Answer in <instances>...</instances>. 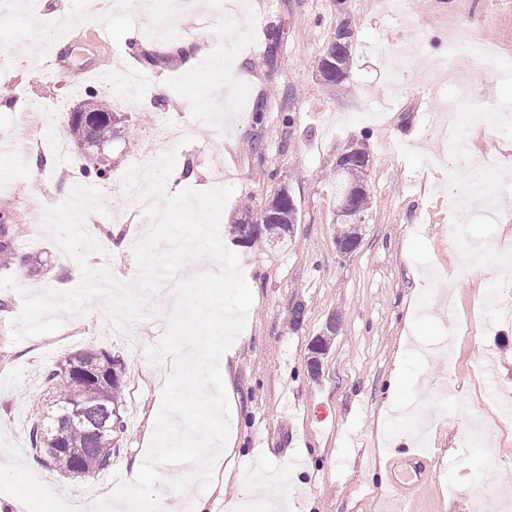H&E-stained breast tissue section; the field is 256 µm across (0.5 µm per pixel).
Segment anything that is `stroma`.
Masks as SVG:
<instances>
[{"label":"stroma","instance_id":"35a3bbf8","mask_svg":"<svg viewBox=\"0 0 512 512\" xmlns=\"http://www.w3.org/2000/svg\"><path fill=\"white\" fill-rule=\"evenodd\" d=\"M255 17L226 20L220 0H189L179 26L166 39L162 64L145 66L143 53L157 45L155 12L94 0H27L25 8L0 10V32L14 36L0 68V208L29 197L16 210L19 258L15 287L0 288V504L9 512H71L80 501L94 512L109 493L98 479L73 480L48 463L30 471L28 433L34 405L51 404L43 376L67 355L84 348L118 356L139 382L124 381L123 406L138 408L128 424L112 471L126 476L144 458L161 406L157 370L174 361L150 358L171 315L163 297L142 309L137 352L112 333L104 301L87 313L65 315L53 334L14 339L24 292L68 291L81 280L77 263L57 245L45 211L85 184V166L107 179L94 181L103 212L84 226L94 239L117 247L93 252L90 268L109 267L120 280L140 276L133 248L150 230L127 192L124 177L154 162L152 131L159 119L181 125L173 145L176 168L192 166L190 178L164 187H213L216 168L234 189L220 219L224 246L239 257L253 294L239 343L228 357L234 402L229 424L234 453L225 458L215 486L190 484L169 512H189L206 499L208 512H244L242 485L286 476L287 512H386L397 496L404 512H508L512 489V420L492 425L494 453L471 447L469 423L497 412L512 396V279L474 274L448 289L445 279L466 254L481 247L488 264L502 269L512 254V133L495 126L467 128L476 158L494 163L503 189L494 199L497 224L474 219L470 209L448 205L461 189L439 155L447 142L436 124L455 97L448 74V39L480 32L499 48L506 65L476 80L470 103L512 110V0H409V17L384 12L379 0H242ZM354 36L348 80L330 89L317 77V60L341 24ZM414 28L430 54L406 58L395 48ZM105 30L109 42L71 40L73 31ZM43 54L33 57L30 48ZM193 58L200 79L185 77ZM113 63L109 80L94 66ZM107 98L123 97L121 131L99 147L57 155V128L66 127L87 87ZM56 99L58 108L31 136L24 165L7 155L12 130L36 106ZM263 121H256V111ZM370 155L365 178L369 197L360 215L361 241L344 256L336 249V158L353 143ZM287 184L298 219L287 244L240 246L231 226L242 210L260 213L280 184ZM328 336L318 376L307 369L310 346ZM400 376L401 386L387 384ZM421 404L427 418L423 453L430 474L402 461L383 443L380 418L397 417L395 436L405 435L404 406Z\"/></svg>","mask_w":512,"mask_h":512}]
</instances>
